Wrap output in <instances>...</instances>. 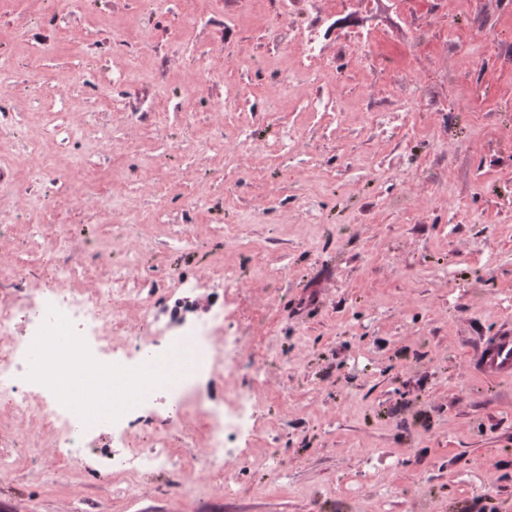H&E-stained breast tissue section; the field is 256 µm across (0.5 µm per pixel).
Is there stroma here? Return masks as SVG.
<instances>
[{"mask_svg":"<svg viewBox=\"0 0 512 512\" xmlns=\"http://www.w3.org/2000/svg\"><path fill=\"white\" fill-rule=\"evenodd\" d=\"M288 11L299 27L335 20L324 69L293 90L279 84L293 57L273 0H0V116L14 124L0 139V266L30 265L39 288L69 255L123 261L115 227L136 213L133 276L200 281L190 317L233 271L226 319L266 356L253 464L225 473L240 497L177 494L166 473L137 496L100 471L56 477L49 438L1 402L0 431L19 444L0 512H407L402 496L344 507L360 447L388 480H423L435 512H512V377L478 363L512 331V0ZM362 30L377 39L355 64ZM404 109L403 124L373 119ZM46 157L66 183L40 180ZM230 224L242 246L225 245ZM192 427L161 411L154 431L198 482ZM282 455L293 464L275 481L265 463Z\"/></svg>","mask_w":512,"mask_h":512,"instance_id":"obj_1","label":"stroma"}]
</instances>
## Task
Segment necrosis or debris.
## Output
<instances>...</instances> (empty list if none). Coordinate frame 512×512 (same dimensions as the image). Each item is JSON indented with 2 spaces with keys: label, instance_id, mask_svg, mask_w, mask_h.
Here are the masks:
<instances>
[{
  "label": "necrosis or debris",
  "instance_id": "necrosis-or-debris-1",
  "mask_svg": "<svg viewBox=\"0 0 512 512\" xmlns=\"http://www.w3.org/2000/svg\"><path fill=\"white\" fill-rule=\"evenodd\" d=\"M140 262L133 247L122 264L102 255L106 274L88 292L66 288L65 262L47 268L40 289L29 286L31 268L0 269V400L42 426L64 469L81 463L83 450L110 430L117 446L105 454V466L125 476L130 494L140 491L146 473L181 476V451L166 435H155L147 450L128 442L151 427L150 411L162 402L174 417H194L206 441L198 460L204 473L219 477L227 467H246L264 359L244 336L228 331L220 309L176 335L158 327L157 302L171 300L176 289L132 279ZM133 302L141 307L134 325L123 316ZM220 367L230 374L250 367L254 375L217 401L198 380Z\"/></svg>",
  "mask_w": 512,
  "mask_h": 512
}]
</instances>
